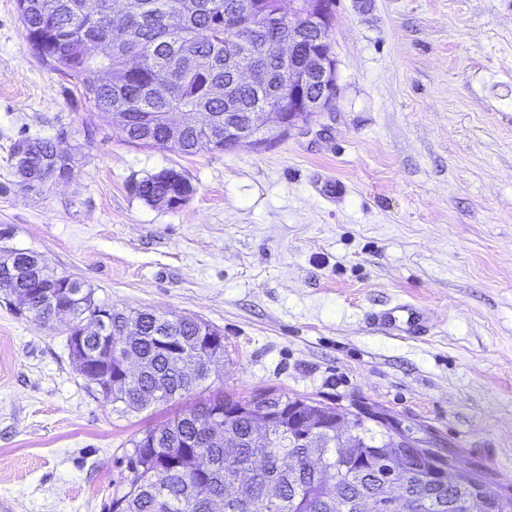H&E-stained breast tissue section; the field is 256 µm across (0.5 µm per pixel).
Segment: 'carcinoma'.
Returning <instances> with one entry per match:
<instances>
[{
    "mask_svg": "<svg viewBox=\"0 0 512 512\" xmlns=\"http://www.w3.org/2000/svg\"><path fill=\"white\" fill-rule=\"evenodd\" d=\"M214 2L135 0L118 22L110 13L116 0H17V12L31 53L69 78L91 109L112 115L125 141L195 155L206 150L198 128L214 118L230 112L243 124L248 113L265 105L277 112L288 99V61L277 51L288 39L284 0H221V13L212 9ZM242 24L256 28L247 45L238 41ZM251 67L259 70L260 80L244 84L238 71ZM174 109L193 120L171 144L166 115ZM70 134L62 127L54 138L23 140L24 158L13 163L19 184L73 176L80 146L72 147L67 166L51 161L59 140ZM133 191L147 204L165 208L175 195L190 197L194 187L183 174L178 182L152 174L135 183ZM38 273L51 297L35 298L29 308L35 320L50 326L54 307L70 303L90 324L97 322L105 304L95 300L92 289L83 283L71 287L69 276L55 273L45 261ZM109 312L118 338L95 330L84 337V347L97 353L100 363L87 384L121 405L120 411L165 404L208 378L195 371V350L205 349L200 319L176 322V356L156 336L155 312L112 306ZM131 323L140 334L121 337ZM125 357L140 359L144 368L131 386L114 391L108 385ZM232 402V397L212 394L132 440L127 490L112 498L108 512H211L210 499L224 497L234 474L247 478V484L242 496L224 502V512H352L349 504L356 498L381 489L379 462L391 434L372 415L348 420L358 453L343 457L336 453L337 408L312 400L290 411V397L267 395L249 413L223 419L220 427L232 431L235 440L213 446L207 442L212 425L206 413ZM268 415L277 417L278 424L269 442H258L251 435L253 422ZM405 452L402 498L417 494L423 502L412 512H457L451 507L456 493L432 479L434 460L410 447ZM290 457L305 465L288 466ZM201 483L209 485L204 494Z\"/></svg>",
    "mask_w": 512,
    "mask_h": 512,
    "instance_id": "cac0c4a2",
    "label": "carcinoma"
}]
</instances>
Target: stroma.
Returning a JSON list of instances; mask_svg holds the SVG:
<instances>
[{"mask_svg":"<svg viewBox=\"0 0 512 512\" xmlns=\"http://www.w3.org/2000/svg\"><path fill=\"white\" fill-rule=\"evenodd\" d=\"M330 39L333 111L267 149L188 156L124 142L0 0V243L97 302L224 334L201 390L122 413L80 375L66 324L0 298V512H105L132 440L217 390L374 404L512 483V0H338ZM63 127L72 178L23 190L12 146ZM170 168L194 187L184 205L134 195ZM406 302L427 327L369 324Z\"/></svg>","mask_w":512,"mask_h":512,"instance_id":"1","label":"stroma"}]
</instances>
